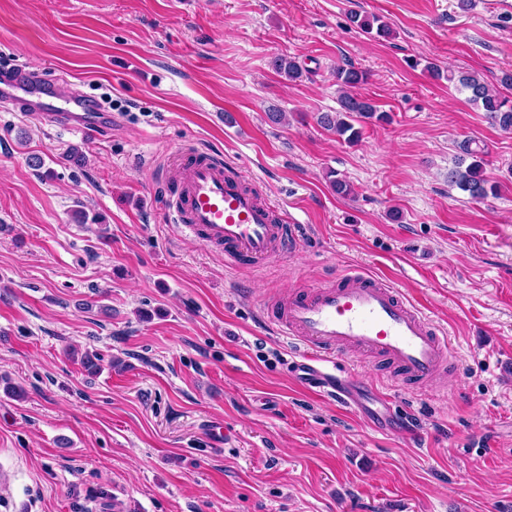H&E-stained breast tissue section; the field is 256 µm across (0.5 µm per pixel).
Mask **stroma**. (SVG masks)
<instances>
[{
  "label": "stroma",
  "instance_id": "stroma-1",
  "mask_svg": "<svg viewBox=\"0 0 512 512\" xmlns=\"http://www.w3.org/2000/svg\"><path fill=\"white\" fill-rule=\"evenodd\" d=\"M430 62L512 98V0H0V68L114 103L101 137L0 109V512H512V134ZM345 63L390 116L355 144L316 122ZM466 139L498 195L449 184ZM188 146L300 210L305 248L232 267L169 223L157 174ZM353 269L424 302L456 352L423 388L342 358L394 419L298 386L261 313Z\"/></svg>",
  "mask_w": 512,
  "mask_h": 512
}]
</instances>
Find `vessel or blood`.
<instances>
[{
  "label": "vessel or blood",
  "mask_w": 512,
  "mask_h": 512,
  "mask_svg": "<svg viewBox=\"0 0 512 512\" xmlns=\"http://www.w3.org/2000/svg\"><path fill=\"white\" fill-rule=\"evenodd\" d=\"M38 94L35 118L83 132L108 131L111 117L76 97H63L40 85L22 68L0 74V107L17 112L21 97ZM179 177L164 187V208L171 223L203 245L223 248L229 265L265 262L299 250L300 219L279 220L273 204L261 201L235 168L203 150L184 149ZM422 303L406 302L389 278L348 272L332 288L295 293L272 302L264 313L281 335L299 347L290 372L307 390L356 406L349 377L338 366L352 350L390 361L399 378L427 381L454 357L448 336L430 322Z\"/></svg>",
  "instance_id": "obj_1"
}]
</instances>
